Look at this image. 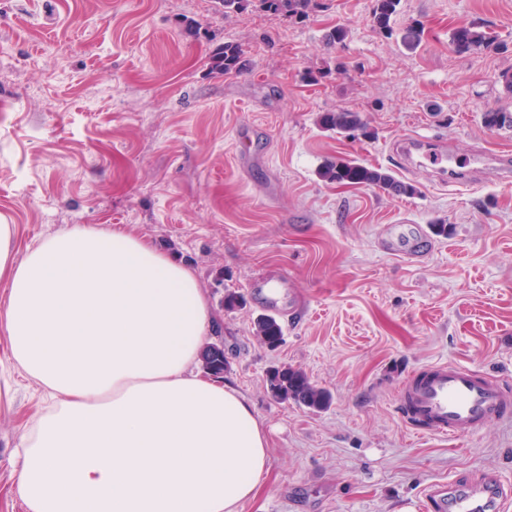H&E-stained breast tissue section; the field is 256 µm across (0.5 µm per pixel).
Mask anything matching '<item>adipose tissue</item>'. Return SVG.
Here are the masks:
<instances>
[{
  "instance_id": "ef3b65f1",
  "label": "adipose tissue",
  "mask_w": 512,
  "mask_h": 512,
  "mask_svg": "<svg viewBox=\"0 0 512 512\" xmlns=\"http://www.w3.org/2000/svg\"><path fill=\"white\" fill-rule=\"evenodd\" d=\"M0 335L52 402L19 450L26 512H241L269 441L232 385L196 374L213 328L194 272L125 229L18 248L0 224Z\"/></svg>"
}]
</instances>
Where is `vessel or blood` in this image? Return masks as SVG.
<instances>
[{"label": "vessel or blood", "instance_id": "b4317fda", "mask_svg": "<svg viewBox=\"0 0 512 512\" xmlns=\"http://www.w3.org/2000/svg\"><path fill=\"white\" fill-rule=\"evenodd\" d=\"M271 276L254 284L261 306L280 310ZM400 414L420 434L463 438L494 421L512 418V391L497 380L455 363L438 362L408 377L400 389ZM502 479L493 473L476 480L430 486L425 500L433 512H505Z\"/></svg>", "mask_w": 512, "mask_h": 512}]
</instances>
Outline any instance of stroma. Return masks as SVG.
<instances>
[{
  "label": "stroma",
  "instance_id": "stroma-1",
  "mask_svg": "<svg viewBox=\"0 0 512 512\" xmlns=\"http://www.w3.org/2000/svg\"><path fill=\"white\" fill-rule=\"evenodd\" d=\"M375 0H319L295 23L217 0H0V222L20 247L77 224L124 228L197 275L212 305L224 374L269 438V469L242 512H424L434 484L484 472L512 481V420L449 440L422 436L395 412L407 377L453 362L512 385V185L457 187L423 164L447 148L512 153V0H400L392 34L373 29ZM199 23L189 35L184 19ZM422 23L407 48L405 28ZM476 24L490 48L456 51ZM345 28L341 44L326 33ZM239 46L246 68L211 71ZM359 113L365 134L325 128ZM257 130L248 163L237 131ZM425 142L399 169L397 143ZM379 167L415 194L320 176L327 162ZM391 224L426 230L418 263L388 255ZM446 225L447 234L435 231ZM279 273L295 295L281 339L257 334L252 280ZM243 301L229 308L227 294ZM291 367L325 389L314 411L272 395ZM0 512L15 493L22 424L42 408L0 337ZM241 55L238 46L224 43L216 48L211 57L212 68L224 72V74L237 71L240 68Z\"/></svg>",
  "mask_w": 512,
  "mask_h": 512
}]
</instances>
